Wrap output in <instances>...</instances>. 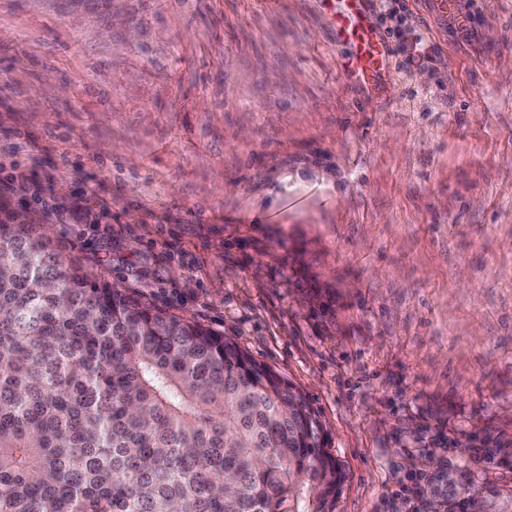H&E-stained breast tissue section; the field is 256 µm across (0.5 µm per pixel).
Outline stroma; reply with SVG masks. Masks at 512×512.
I'll return each mask as SVG.
<instances>
[{"mask_svg": "<svg viewBox=\"0 0 512 512\" xmlns=\"http://www.w3.org/2000/svg\"><path fill=\"white\" fill-rule=\"evenodd\" d=\"M431 2L373 0V88L328 0H0V197L296 385L336 512L512 487V0Z\"/></svg>", "mask_w": 512, "mask_h": 512, "instance_id": "1", "label": "stroma"}]
</instances>
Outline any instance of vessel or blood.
I'll list each match as a JSON object with an SVG mask.
<instances>
[{"instance_id":"b4317fda","label":"vessel or blood","mask_w":512,"mask_h":512,"mask_svg":"<svg viewBox=\"0 0 512 512\" xmlns=\"http://www.w3.org/2000/svg\"><path fill=\"white\" fill-rule=\"evenodd\" d=\"M333 20L339 39L352 42L356 54L346 63L348 72L361 79L378 77L384 63V45L380 36L364 20L371 0H333Z\"/></svg>"}]
</instances>
